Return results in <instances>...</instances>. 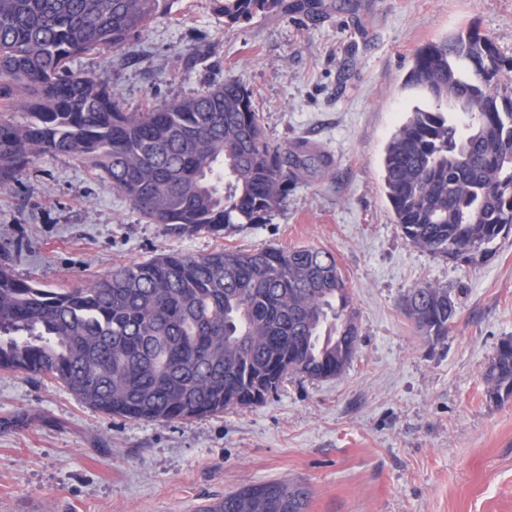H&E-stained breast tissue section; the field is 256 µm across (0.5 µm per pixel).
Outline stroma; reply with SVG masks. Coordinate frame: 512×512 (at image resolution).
<instances>
[{
  "mask_svg": "<svg viewBox=\"0 0 512 512\" xmlns=\"http://www.w3.org/2000/svg\"><path fill=\"white\" fill-rule=\"evenodd\" d=\"M228 28L212 0L167 12L118 53L77 56L128 109L226 79L253 93L267 137L309 140L324 175L290 186L264 224L177 234L149 224L67 157L39 156L0 187V262L75 288L168 252L316 246L348 281L360 338L337 378L289 376L260 406L167 424L79 403L55 382L0 370V512H197L246 484L290 479L307 512H512V398L487 400L482 372L512 336V233L489 261L411 245L383 184L385 147L423 97L403 82L417 49L478 21L512 55V0H284ZM447 288V338L420 334L404 296Z\"/></svg>",
  "mask_w": 512,
  "mask_h": 512,
  "instance_id": "stroma-1",
  "label": "stroma"
}]
</instances>
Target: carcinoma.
I'll list each match as a JSON object with an SVG mask.
<instances>
[{
    "label": "carcinoma",
    "instance_id": "obj_1",
    "mask_svg": "<svg viewBox=\"0 0 512 512\" xmlns=\"http://www.w3.org/2000/svg\"><path fill=\"white\" fill-rule=\"evenodd\" d=\"M165 0H0V186L43 154L110 183L140 215L180 233L265 224L288 185L325 173L304 140L271 142L252 94L236 82L138 111L109 83L74 72L87 53H116L145 33ZM282 0H213L232 28ZM414 107L389 140L384 189L415 247L451 259L492 255L512 231V56L471 26L414 54ZM25 101L30 120L4 119ZM423 335L456 317L448 289L405 299ZM359 323L335 256L314 246L193 256L170 252L113 269L81 288L43 287L0 264V370L62 384L84 405L170 423L257 406L290 374L341 375ZM487 396L512 397V337L483 372ZM309 488L246 485L204 512H306Z\"/></svg>",
    "mask_w": 512,
    "mask_h": 512
}]
</instances>
